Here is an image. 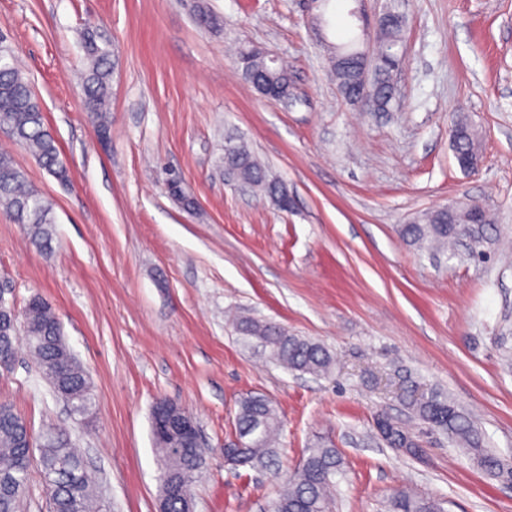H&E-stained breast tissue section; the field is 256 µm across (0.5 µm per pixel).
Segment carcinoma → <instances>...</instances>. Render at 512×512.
I'll list each match as a JSON object with an SVG mask.
<instances>
[{
	"label": "carcinoma",
	"mask_w": 512,
	"mask_h": 512,
	"mask_svg": "<svg viewBox=\"0 0 512 512\" xmlns=\"http://www.w3.org/2000/svg\"><path fill=\"white\" fill-rule=\"evenodd\" d=\"M195 18L202 27L219 26L217 17L202 3L196 5ZM377 43L379 67L374 86L379 88L376 96L378 111L385 112L391 102L388 92L393 88L394 72L387 61L395 58V51L402 46L400 23L384 21L379 24ZM84 48L88 60L83 79L86 107L95 129L105 132L111 101L109 50L101 47L90 33L84 37ZM359 54L355 38L336 46L341 65L332 69V73L344 92L351 91L358 79ZM267 74L282 88H290L288 68L280 62L272 69L264 57L252 58L251 70L244 73V78L254 85ZM0 127L24 146L50 175L61 182L66 181L67 169L60 158L56 140L45 124L42 103L31 82L19 70L14 52L2 40ZM452 147L455 157L464 162L463 170L471 169L478 158V145L467 125H454ZM225 160L238 169L241 179L253 189L273 200L280 195L282 187L247 146L235 144L225 148ZM0 207L15 223L28 226L35 238L45 240L50 236V226L55 223L52 203L27 185L24 174L6 152H0ZM487 230L484 214L478 216L477 223L468 224L461 214L451 218L436 209L425 215V223L407 224L401 232L410 244L418 247L426 243L445 245L463 240L480 247L488 240ZM236 330L265 344L270 358L290 370L314 375L331 372L332 357L321 344L291 335L277 324L244 317L237 322ZM20 333L33 341L29 349L53 392L58 396L65 395L71 405L83 408V418L91 417L95 398L90 378L76 358L56 346L57 337L63 335L61 323L43 298L32 297L17 315L9 311L0 313V364H7L14 357L15 339ZM398 398L419 420L430 425L442 424L440 431L463 449L480 469L503 484L512 483V467L483 447L481 432L474 422L443 392L436 389L421 392L417 383L406 376L399 386ZM279 431V414L270 400L251 394L241 398L233 441L242 443L243 464L256 468L269 463L275 453ZM27 445L24 420L11 405L1 402L0 512H20L32 458ZM388 445L402 454H419L416 436L399 423ZM38 451L50 512H97L99 505L93 481L65 434L47 429ZM156 451L163 461L160 486L167 491V512H189L192 486L204 464L203 448L199 446L181 453L158 438ZM342 474L339 450L323 439H317L306 449L302 464L272 502L271 512H332L331 489L336 486V477ZM389 507L390 512H444L440 500L415 497L403 490L392 496Z\"/></svg>",
	"instance_id": "carcinoma-1"
}]
</instances>
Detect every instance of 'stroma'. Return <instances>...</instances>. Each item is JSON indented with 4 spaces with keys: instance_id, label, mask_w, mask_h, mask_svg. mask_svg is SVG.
<instances>
[{
    "instance_id": "stroma-1",
    "label": "stroma",
    "mask_w": 512,
    "mask_h": 512,
    "mask_svg": "<svg viewBox=\"0 0 512 512\" xmlns=\"http://www.w3.org/2000/svg\"><path fill=\"white\" fill-rule=\"evenodd\" d=\"M0 0V30L40 98L70 180L60 183L0 135L29 184L54 205L49 242L0 208V277L16 309L35 294L94 385L82 424L40 376L25 337L0 370V402L33 435L65 429L104 512H157V400L182 405L208 450L195 512H266L314 437L338 448L334 512H388L395 490L445 512H512V487L459 456L396 396L404 375L448 392L512 461V0ZM402 17L390 111L351 105L327 45L358 34L353 17ZM112 50L107 140L85 109L83 36ZM287 60L294 103L262 98L237 51ZM477 133L475 169L457 165L449 129ZM243 141L288 192L279 208L222 170ZM491 216L486 262L418 250L401 226L448 201ZM273 322L321 343L328 376L290 372L230 320ZM277 407L270 469L224 462L243 395ZM387 412L422 451L396 453L374 427Z\"/></svg>"
}]
</instances>
